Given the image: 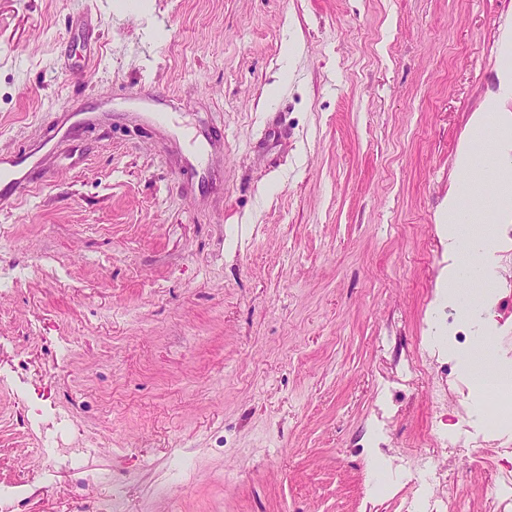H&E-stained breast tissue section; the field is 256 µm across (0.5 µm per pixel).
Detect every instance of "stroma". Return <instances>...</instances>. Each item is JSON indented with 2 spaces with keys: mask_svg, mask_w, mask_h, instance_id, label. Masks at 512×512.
I'll use <instances>...</instances> for the list:
<instances>
[{
  "mask_svg": "<svg viewBox=\"0 0 512 512\" xmlns=\"http://www.w3.org/2000/svg\"><path fill=\"white\" fill-rule=\"evenodd\" d=\"M507 27L512 0H0V153L44 168L0 203L17 512H401L435 417L495 413L434 336ZM504 248L479 337L512 366ZM432 453L465 512L512 480V447Z\"/></svg>",
  "mask_w": 512,
  "mask_h": 512,
  "instance_id": "stroma-1",
  "label": "stroma"
}]
</instances>
